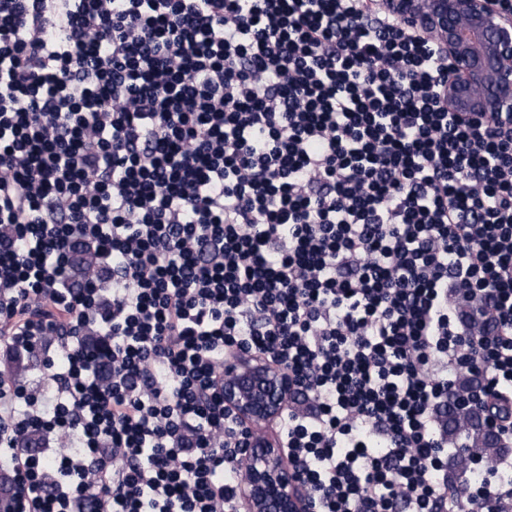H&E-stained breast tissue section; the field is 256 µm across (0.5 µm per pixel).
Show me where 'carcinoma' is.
Instances as JSON below:
<instances>
[{"label": "carcinoma", "instance_id": "carcinoma-1", "mask_svg": "<svg viewBox=\"0 0 512 512\" xmlns=\"http://www.w3.org/2000/svg\"><path fill=\"white\" fill-rule=\"evenodd\" d=\"M96 253L90 246L83 247L76 255L75 274L79 279L87 278L95 272ZM458 313L474 335H484L491 331L489 321L478 315L473 304L459 301ZM478 388V379L469 373H460L453 384V396L456 399L448 414L439 415L448 445L455 446L458 440L465 441V450L453 454L451 466L456 475L466 481H475L480 474L478 463L492 462L512 453L500 434L488 424L494 415L509 418L512 416V398L505 395L488 401V408L468 405L467 395Z\"/></svg>", "mask_w": 512, "mask_h": 512}]
</instances>
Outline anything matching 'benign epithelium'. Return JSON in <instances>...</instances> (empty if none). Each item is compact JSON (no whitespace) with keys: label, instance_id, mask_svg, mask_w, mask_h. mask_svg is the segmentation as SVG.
I'll list each match as a JSON object with an SVG mask.
<instances>
[{"label":"benign epithelium","instance_id":"benign-epithelium-1","mask_svg":"<svg viewBox=\"0 0 512 512\" xmlns=\"http://www.w3.org/2000/svg\"><path fill=\"white\" fill-rule=\"evenodd\" d=\"M417 35L436 42L452 66L436 98L463 116L512 117V14L497 0H376ZM224 404L253 431L268 429L288 403L287 372L250 353L224 365ZM238 467L243 512H310L313 491L293 479L273 436H257Z\"/></svg>","mask_w":512,"mask_h":512}]
</instances>
